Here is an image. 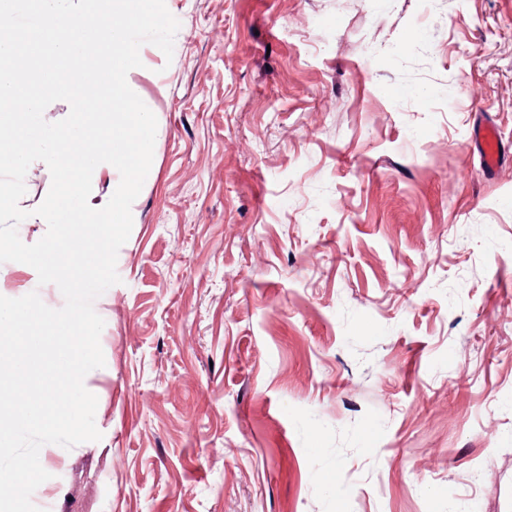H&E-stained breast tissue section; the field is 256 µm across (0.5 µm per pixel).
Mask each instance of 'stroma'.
<instances>
[{"mask_svg": "<svg viewBox=\"0 0 512 512\" xmlns=\"http://www.w3.org/2000/svg\"><path fill=\"white\" fill-rule=\"evenodd\" d=\"M94 302L102 438L41 512H512V0H165ZM494 124L485 172L472 131ZM64 298L0 263V295Z\"/></svg>", "mask_w": 512, "mask_h": 512, "instance_id": "stroma-1", "label": "stroma"}]
</instances>
